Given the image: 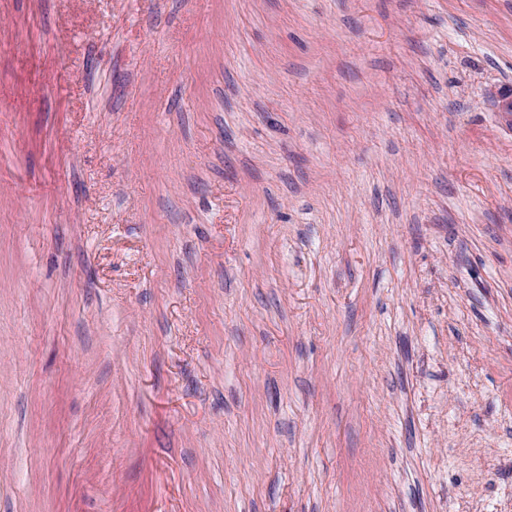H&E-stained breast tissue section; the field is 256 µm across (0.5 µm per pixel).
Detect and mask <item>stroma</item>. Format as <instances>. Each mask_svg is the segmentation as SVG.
Returning <instances> with one entry per match:
<instances>
[{
    "label": "stroma",
    "mask_w": 512,
    "mask_h": 512,
    "mask_svg": "<svg viewBox=\"0 0 512 512\" xmlns=\"http://www.w3.org/2000/svg\"><path fill=\"white\" fill-rule=\"evenodd\" d=\"M512 0H0V512H512Z\"/></svg>",
    "instance_id": "1"
}]
</instances>
